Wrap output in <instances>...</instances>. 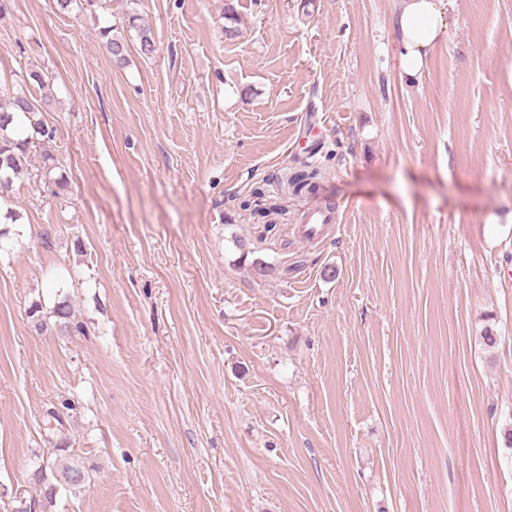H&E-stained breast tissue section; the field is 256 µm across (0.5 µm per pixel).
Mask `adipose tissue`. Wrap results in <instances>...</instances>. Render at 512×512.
<instances>
[{
	"mask_svg": "<svg viewBox=\"0 0 512 512\" xmlns=\"http://www.w3.org/2000/svg\"><path fill=\"white\" fill-rule=\"evenodd\" d=\"M448 6V0H400L393 27L408 81L421 80L429 55L447 34Z\"/></svg>",
	"mask_w": 512,
	"mask_h": 512,
	"instance_id": "ef3b65f1",
	"label": "adipose tissue"
}]
</instances>
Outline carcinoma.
<instances>
[{
  "mask_svg": "<svg viewBox=\"0 0 512 512\" xmlns=\"http://www.w3.org/2000/svg\"><path fill=\"white\" fill-rule=\"evenodd\" d=\"M137 21L138 15H129V27L138 32L140 54L149 57L156 51L155 40L149 30L137 25ZM100 36L106 40L116 60L125 59L127 45L123 39L112 35V27L101 28ZM21 84V88L7 93L6 101H0V188L7 187L12 184L13 179L28 174L31 166L30 146L34 142L47 143L56 136V129L39 117V107L26 88L28 84L45 87L44 75L37 70H31L22 77ZM54 314L58 318L57 326L60 330H81L79 326H72L71 312L65 303L58 304ZM48 469L56 479V484L45 492L49 504L53 503L57 488L77 486L85 480L84 470L73 457H59L48 461L41 465L39 474H44Z\"/></svg>",
  "mask_w": 512,
  "mask_h": 512,
  "instance_id": "obj_1",
  "label": "carcinoma"
}]
</instances>
